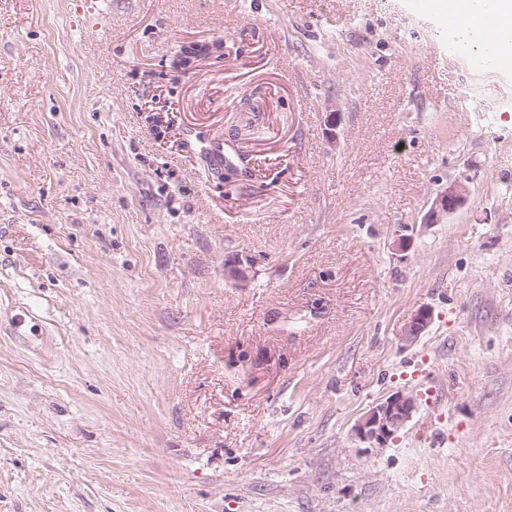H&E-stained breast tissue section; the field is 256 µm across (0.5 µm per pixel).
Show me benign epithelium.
Segmentation results:
<instances>
[{
	"mask_svg": "<svg viewBox=\"0 0 512 512\" xmlns=\"http://www.w3.org/2000/svg\"><path fill=\"white\" fill-rule=\"evenodd\" d=\"M467 187L461 182L449 184L433 202L428 223L455 212L465 202ZM431 311L420 308L406 324L402 336L408 341L417 339L428 328ZM416 400L404 393H394L384 401L372 406L355 428L357 438L370 448H385L412 418Z\"/></svg>",
	"mask_w": 512,
	"mask_h": 512,
	"instance_id": "benign-epithelium-1",
	"label": "benign epithelium"
}]
</instances>
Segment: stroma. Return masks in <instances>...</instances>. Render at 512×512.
Listing matches in <instances>:
<instances>
[{
    "label": "stroma",
    "instance_id": "35a3bbf8",
    "mask_svg": "<svg viewBox=\"0 0 512 512\" xmlns=\"http://www.w3.org/2000/svg\"><path fill=\"white\" fill-rule=\"evenodd\" d=\"M100 3L0 0V512H512V66L411 0ZM467 187L461 182L449 184L442 190L433 202L427 223L434 224L441 216L454 213L465 202ZM416 400L404 393H394L372 406L355 428L357 438L368 448H385L412 418Z\"/></svg>",
    "mask_w": 512,
    "mask_h": 512
}]
</instances>
